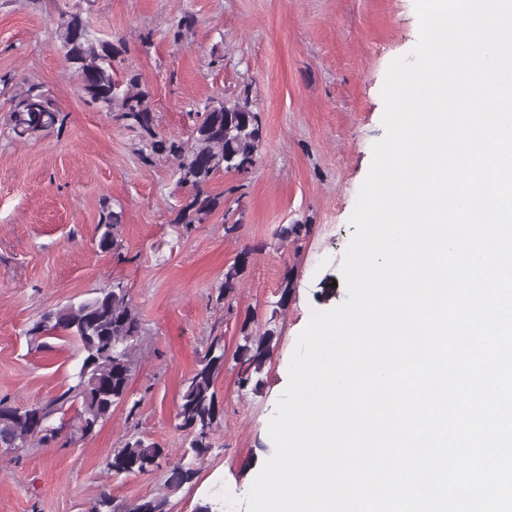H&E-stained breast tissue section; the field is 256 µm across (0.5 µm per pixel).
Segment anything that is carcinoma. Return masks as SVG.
<instances>
[{"instance_id": "cac0c4a2", "label": "carcinoma", "mask_w": 512, "mask_h": 512, "mask_svg": "<svg viewBox=\"0 0 512 512\" xmlns=\"http://www.w3.org/2000/svg\"><path fill=\"white\" fill-rule=\"evenodd\" d=\"M57 39L65 59L71 64L84 100L99 111L115 113V118L139 132L149 142L151 152L168 153L176 160L177 183L187 189L175 216V223L189 232L203 224L218 206L217 198L207 191L215 175L222 172H245L257 157L262 127L258 112L248 98L224 101L209 98L197 110L199 122L188 142L164 139L154 130V116L147 105L148 94L139 89V77L125 83L113 77L112 44L86 31L77 13L61 14ZM8 126L20 139H30L55 129L62 130L64 117L55 102L39 83L26 82L9 96ZM121 215L105 211L98 230L99 247L119 249ZM250 252L244 251L224 269V282L217 299L235 293L248 268ZM54 327L76 340L84 358L76 381L62 393L44 403L20 404L0 398V447L18 452L37 437L47 441L55 437L50 429L52 417L68 406L79 405L75 431L87 436L112 416V408L127 400L131 373L137 362L144 331L128 290L114 282L96 295L77 304L71 303L45 313L33 324L28 335L38 336ZM250 321L243 322V344L233 354L240 365L244 385L260 381L277 344L274 330L258 336L248 332ZM224 336L211 337L197 368L184 383L176 409L177 427L186 432L188 447L182 458L167 473L166 486L171 492L195 478L197 471L185 457L202 456L211 447L210 433L220 421L222 411L215 391L216 378L224 367ZM164 449L143 438H129L112 449L106 462L113 475L149 474L160 467ZM168 498L144 497L127 505H117L112 494L103 491L89 512H169Z\"/></svg>"}]
</instances>
